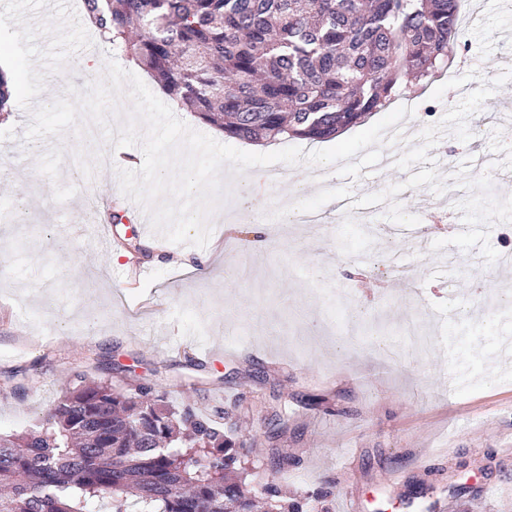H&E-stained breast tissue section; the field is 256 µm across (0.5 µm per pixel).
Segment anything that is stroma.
<instances>
[{
    "mask_svg": "<svg viewBox=\"0 0 512 512\" xmlns=\"http://www.w3.org/2000/svg\"><path fill=\"white\" fill-rule=\"evenodd\" d=\"M468 52L455 79L432 83L379 148L390 168L316 182L317 167L277 164L302 182L301 206L319 209L326 235L277 220L281 183L234 177L207 222L225 273L185 271L191 244L138 234L116 171L96 168L99 145L74 133L43 138L31 158L29 111L0 123V433L35 428L74 373L131 388L152 384L171 407L229 410L226 428L254 494L272 482L304 512H512V0H476L463 23ZM98 42L47 73L55 99L82 86L81 63L107 60ZM464 87L443 106L449 85ZM92 174L104 205L83 217L75 174ZM256 197L259 212L241 209ZM120 211L108 244L92 227ZM265 224L266 247L241 239ZM411 278L394 280L387 249ZM94 279L107 301L78 311ZM423 323L427 341L405 335ZM380 334L401 351L381 359ZM220 339L215 362L182 342ZM294 458L282 469L278 456Z\"/></svg>",
    "mask_w": 512,
    "mask_h": 512,
    "instance_id": "obj_1",
    "label": "stroma"
}]
</instances>
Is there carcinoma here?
<instances>
[{
	"label": "carcinoma",
	"mask_w": 512,
	"mask_h": 512,
	"mask_svg": "<svg viewBox=\"0 0 512 512\" xmlns=\"http://www.w3.org/2000/svg\"><path fill=\"white\" fill-rule=\"evenodd\" d=\"M459 0H82L100 39L231 139L329 141L416 94L468 44ZM13 80L0 68V121ZM237 449L150 384L74 374L40 425L0 434V512H302L247 489Z\"/></svg>",
	"instance_id": "carcinoma-1"
}]
</instances>
